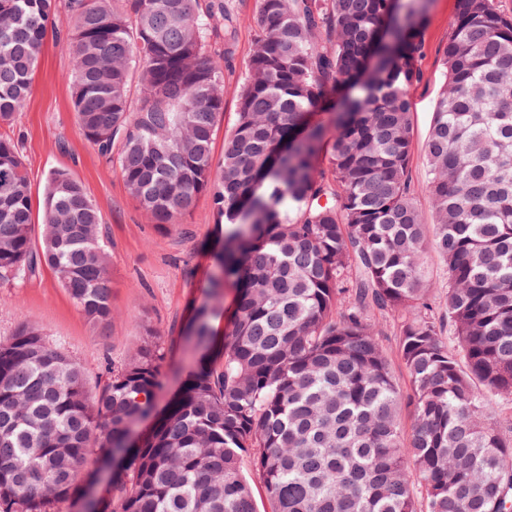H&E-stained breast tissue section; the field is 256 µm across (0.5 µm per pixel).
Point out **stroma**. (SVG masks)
<instances>
[{
    "label": "stroma",
    "instance_id": "stroma-1",
    "mask_svg": "<svg viewBox=\"0 0 512 512\" xmlns=\"http://www.w3.org/2000/svg\"><path fill=\"white\" fill-rule=\"evenodd\" d=\"M239 18L232 58L224 63V119L214 133L213 150L222 153L224 135L237 111L257 29V0H229ZM455 0H433L425 30L422 80L410 90L414 119L411 176L415 201L431 219L426 179L425 143L433 102L443 83L440 48L451 34ZM72 65L55 32H48L31 76L29 97L12 126L0 129L18 144L33 201H41L48 174L68 171L97 204L112 269V321L104 328L89 323L54 272L40 267L35 276L0 284V341L20 323L43 328L50 341L80 362L89 380L105 364L125 363L149 335L163 352L161 386L149 423H156L195 367L187 336L196 311L208 302L207 286L215 268L214 216L208 196H199L171 230L155 227L133 200L115 164L101 156L80 133L71 104ZM369 319L388 357L400 390L409 381L397 350L395 317L371 311Z\"/></svg>",
    "mask_w": 512,
    "mask_h": 512
}]
</instances>
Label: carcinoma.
Wrapping results in <instances>:
<instances>
[{"label":"carcinoma","mask_w":512,"mask_h":512,"mask_svg":"<svg viewBox=\"0 0 512 512\" xmlns=\"http://www.w3.org/2000/svg\"><path fill=\"white\" fill-rule=\"evenodd\" d=\"M238 112L224 115V60L238 16L226 0H68L63 45L81 134L118 165L128 194L168 231L201 194L224 227L208 293L237 304L166 414L142 434L160 386L148 341L82 365L22 323L0 341V512H51L96 481L90 512H512V16L455 0L444 82L428 131L424 222L410 176L409 90L422 80L432 0H258ZM57 0H0V124L23 107ZM334 114L331 123L316 120ZM13 139L0 136V282L49 266L95 326L112 321L100 211L50 173L41 238ZM448 275L434 311L424 253ZM397 315L410 392L393 383L372 309ZM448 326L449 337L442 336ZM412 409L404 435V408Z\"/></svg>","instance_id":"obj_1"}]
</instances>
